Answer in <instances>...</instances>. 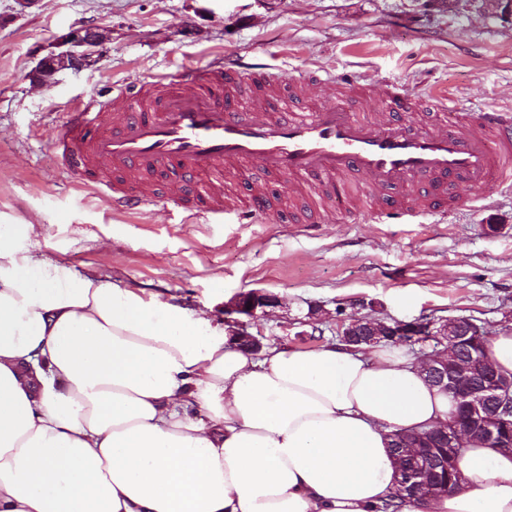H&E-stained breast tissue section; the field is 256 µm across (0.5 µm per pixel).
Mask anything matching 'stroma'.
Listing matches in <instances>:
<instances>
[{"mask_svg":"<svg viewBox=\"0 0 512 512\" xmlns=\"http://www.w3.org/2000/svg\"><path fill=\"white\" fill-rule=\"evenodd\" d=\"M108 36L94 68L30 79L69 28ZM229 54L263 65L293 100L404 86L433 129L436 97L512 112V11L503 0H0V214L41 224L37 256L76 272L189 307L224 304L248 291L279 303L251 319L263 346L315 348L334 341L345 317L409 321L470 317L488 334L512 328V196L461 190L439 224H294L287 177H264L273 210L255 224H174L163 209L113 211L62 171L56 135L72 103L111 96L169 64L202 66ZM323 337L300 335L310 312Z\"/></svg>","mask_w":512,"mask_h":512,"instance_id":"35a3bbf8","label":"stroma"}]
</instances>
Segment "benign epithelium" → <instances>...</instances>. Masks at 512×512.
Returning <instances> with one entry per match:
<instances>
[{"label": "benign epithelium", "instance_id": "benign-epithelium-1", "mask_svg": "<svg viewBox=\"0 0 512 512\" xmlns=\"http://www.w3.org/2000/svg\"><path fill=\"white\" fill-rule=\"evenodd\" d=\"M105 35L101 29L91 26L71 28L61 35L56 49L50 51L32 71L31 80L38 85L55 83L56 76L68 70H80L94 66L100 56ZM277 298L262 292H250L236 296L224 304L225 323L232 328V335L241 338L243 345L257 353L262 343L255 335L247 331V324L229 319L233 314L253 317L256 311L271 307ZM483 335V327L470 318L435 320L431 318L414 321L390 320L375 323L370 317H357L340 326L341 343L356 350L363 346L375 347L381 342L398 339L406 345L421 344L423 348L417 354L425 362L435 384L454 393L464 412L469 430L491 440L504 451L512 452V434L500 430L499 416L502 399L512 395V378L498 373L494 368H486L481 378L472 382L463 378L458 368L448 365V360L439 358V352H431L424 345L442 346L451 354L459 352L465 345ZM418 468L409 463L403 469V478L398 491L403 493L416 487Z\"/></svg>", "mask_w": 512, "mask_h": 512}]
</instances>
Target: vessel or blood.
Returning a JSON list of instances; mask_svg holds the SVG:
<instances>
[{
    "instance_id": "vessel-or-blood-1",
    "label": "vessel or blood",
    "mask_w": 512,
    "mask_h": 512,
    "mask_svg": "<svg viewBox=\"0 0 512 512\" xmlns=\"http://www.w3.org/2000/svg\"><path fill=\"white\" fill-rule=\"evenodd\" d=\"M253 69L232 57L200 69L174 66L136 86L115 88L107 104L72 105L58 137L62 166L83 173L113 208L148 213L156 185L188 183L193 205L174 203L179 223H251L249 211L224 193L243 166L298 180L350 221L382 224L412 218L437 223L455 189L493 185L512 192V113L478 107L474 121L449 122L440 135L401 119L403 90L384 88L381 115L359 92L293 110L272 92L243 105ZM419 192L409 201L407 187Z\"/></svg>"
}]
</instances>
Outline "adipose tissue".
<instances>
[{
	"instance_id": "obj_1",
	"label": "adipose tissue",
	"mask_w": 512,
	"mask_h": 512,
	"mask_svg": "<svg viewBox=\"0 0 512 512\" xmlns=\"http://www.w3.org/2000/svg\"><path fill=\"white\" fill-rule=\"evenodd\" d=\"M0 223V512H379L390 433L451 421L399 344L242 349L208 308L37 258ZM401 512H512V454Z\"/></svg>"
}]
</instances>
